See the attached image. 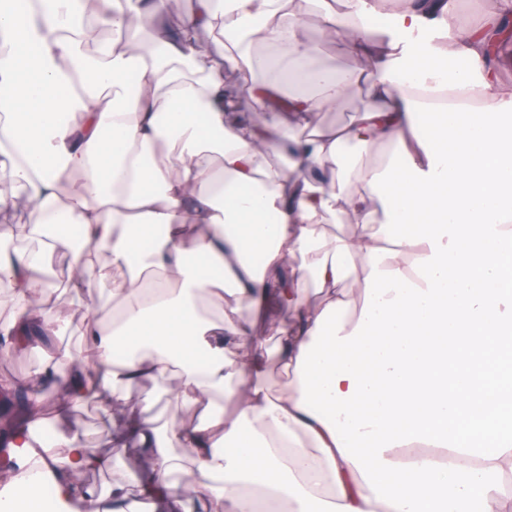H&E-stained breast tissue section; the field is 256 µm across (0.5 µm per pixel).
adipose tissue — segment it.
I'll return each mask as SVG.
<instances>
[{"mask_svg":"<svg viewBox=\"0 0 512 512\" xmlns=\"http://www.w3.org/2000/svg\"><path fill=\"white\" fill-rule=\"evenodd\" d=\"M385 2L346 0L326 19L355 61L342 72L311 65L288 0H195L151 50L121 36L165 25L167 0H95L108 38L98 26L70 30V0H36L23 26L0 10V82L11 89L0 145L11 147L9 175L32 202L21 231L45 241L0 251V281L13 296L0 353L57 333L64 312L37 302L56 285L79 296L104 287L124 304L118 323L85 324L95 371L63 351L28 380L25 422L9 440L26 469L11 475L0 512H46L38 492L46 469L63 507L116 512L128 483L102 495L80 481L110 468L111 457L79 432L35 443L38 393L54 389L63 413L92 395L121 403L123 386L163 377L198 418L169 421L158 436L149 393L130 421L127 438L152 465L138 489L149 512H512V313L504 310L512 302V113L487 82L495 25L466 23L459 0H407L395 37L376 45L358 20L383 13ZM435 26L456 39L432 43ZM198 29L213 31L209 44L196 42ZM260 42L276 51L273 71L254 65ZM373 55L368 103L340 128L291 140L274 124L224 122L232 109L225 65L257 106L305 126L364 79L360 62ZM66 107L77 118L62 124L56 115ZM200 111L217 138L201 134ZM417 111L432 144L412 133ZM374 141L396 144L402 163L366 170L358 158L343 161L344 143ZM272 149L292 168L271 165ZM257 183V195H238ZM342 214L353 234L324 237L320 226ZM64 215L104 259L49 234ZM158 226L164 235L140 251L138 230ZM253 251L262 266L247 261ZM193 253L207 255L222 278L188 265ZM356 254L370 273L358 282L364 304L353 316L342 285ZM146 269L169 274L175 287L149 283ZM310 275L323 297L315 308L300 298ZM228 293L239 303L221 322L196 314L199 298L223 306ZM270 301L292 315L279 350L285 381L275 390L265 383L269 350L244 329ZM120 340L132 359L114 360ZM217 396L234 412L215 407ZM412 445L426 454L401 456ZM175 446L187 469L177 468ZM177 470L183 481H173Z\"/></svg>","mask_w":512,"mask_h":512,"instance_id":"adipose-tissue-1","label":"adipose tissue"}]
</instances>
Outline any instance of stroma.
<instances>
[{
  "label": "stroma",
  "instance_id": "1",
  "mask_svg": "<svg viewBox=\"0 0 512 512\" xmlns=\"http://www.w3.org/2000/svg\"><path fill=\"white\" fill-rule=\"evenodd\" d=\"M292 8L300 16L303 35L311 44L317 45L318 53L312 63L316 67L331 69L348 63L349 47L343 39L325 38L320 25L325 16L340 13L343 0H292ZM224 95L236 104L234 111L226 113L225 121L231 125H265L270 113L256 111L246 85L232 67L224 69ZM367 103L363 84H355L345 89L335 106L313 113L310 125L316 129L336 128L351 122L357 112ZM52 306L65 312L68 323L52 344L38 343L7 356L0 355V377L28 379L41 370L50 360L52 348L69 349L74 358L91 361L92 355L82 344V329L87 319L96 317L97 311L89 298H76L64 291H57L51 298ZM172 381H144L133 383L125 389V402L104 414L100 400L86 399L73 408L66 416H57L53 395H45L43 403L46 413L45 426L49 435L80 431L89 436L92 447L113 458L114 466L106 471L87 473L85 480L99 491H111L117 481H128L145 475L150 469V461L143 451L134 446L118 445L119 418L137 411L139 403L147 391H154L157 404L153 410V420L157 426H165L170 418H178L184 424H191L194 415L176 408V400L171 392Z\"/></svg>",
  "mask_w": 512,
  "mask_h": 512
}]
</instances>
